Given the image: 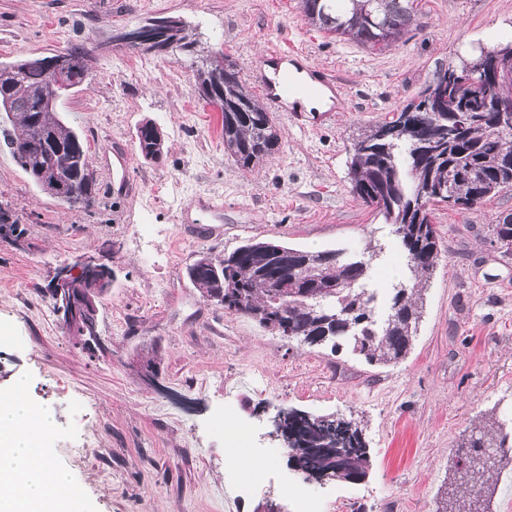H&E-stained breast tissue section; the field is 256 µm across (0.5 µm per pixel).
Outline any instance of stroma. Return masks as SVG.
Listing matches in <instances>:
<instances>
[{
	"label": "stroma",
	"instance_id": "stroma-1",
	"mask_svg": "<svg viewBox=\"0 0 512 512\" xmlns=\"http://www.w3.org/2000/svg\"><path fill=\"white\" fill-rule=\"evenodd\" d=\"M181 20L198 47L223 50L242 69L292 47L334 75L331 111L274 113L281 144L245 172L224 151L222 117L202 100L201 61L117 45L148 19ZM512 41V0H420L396 45L369 51L304 20L298 0H0V63L81 46L92 74L62 103L97 177L91 206L43 193L0 151V211L19 235L0 236V393L16 379L53 418L54 465L87 512H255L273 485L296 477L290 451L271 439L277 409L359 421L369 468L357 482L304 481L327 512H440L470 438L512 424V255L490 243L491 224L512 213V190L465 212L436 206L444 250L423 281V314L407 356L368 363L342 347H303L253 319L205 301L187 276L202 252L221 255L249 239L320 251L382 252L372 270L385 308L406 274L389 225L350 192L346 159L366 128L391 118L433 80L479 48ZM165 140L161 161L137 151L138 123ZM126 153L125 176L100 160ZM224 202L217 222L200 204ZM91 255L112 271L99 307L98 346H76L46 294L57 269ZM154 359L146 378L141 364ZM255 433L253 456L270 455L264 486L239 495L226 459L225 422ZM483 481L487 512H512V457Z\"/></svg>",
	"mask_w": 512,
	"mask_h": 512
}]
</instances>
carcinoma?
I'll use <instances>...</instances> for the list:
<instances>
[{
    "mask_svg": "<svg viewBox=\"0 0 512 512\" xmlns=\"http://www.w3.org/2000/svg\"><path fill=\"white\" fill-rule=\"evenodd\" d=\"M415 0H299L307 22L371 51L392 46L415 19ZM71 63L70 88L50 99L45 68L49 57L29 56L0 64V149L14 157L35 183L65 204L84 205L95 198V175L82 137L58 111L90 76L91 57L83 48L65 51ZM200 86L216 91L213 102L222 112L224 152L237 167L251 171L280 144L270 113L243 83L236 64L211 51L196 70ZM426 85L390 120L366 130L355 143L346 166L353 197L373 218L391 226L412 276L394 287L387 313L375 318V292L369 270L375 249L360 254L343 249L306 251L277 241L249 240L233 252L194 262L187 275L201 296L224 310L247 316L280 335L310 348L337 350L349 345L371 364H396L411 349L422 317L419 283L436 268L442 238L429 206L472 209L496 194L512 190V125L499 124L479 90L467 102L470 115L457 122L454 112L433 99ZM139 154L157 162L164 138L152 122L136 131ZM512 213L491 225L490 243L512 254ZM297 433L301 447L291 448L292 463L304 474L324 472L358 480L366 475L362 430L342 416L306 425L293 415L283 421V434Z\"/></svg>",
    "mask_w": 512,
    "mask_h": 512,
    "instance_id": "1",
    "label": "carcinoma"
}]
</instances>
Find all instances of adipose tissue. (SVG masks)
<instances>
[{"label": "adipose tissue", "instance_id": "1", "mask_svg": "<svg viewBox=\"0 0 512 512\" xmlns=\"http://www.w3.org/2000/svg\"><path fill=\"white\" fill-rule=\"evenodd\" d=\"M26 384L16 381L13 398L0 402V512H73L66 472L52 464V417L34 409Z\"/></svg>", "mask_w": 512, "mask_h": 512}]
</instances>
